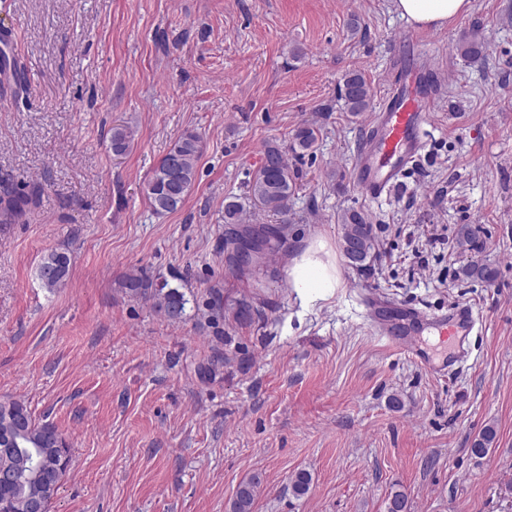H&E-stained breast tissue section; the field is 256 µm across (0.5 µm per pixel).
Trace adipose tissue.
Instances as JSON below:
<instances>
[{"label":"adipose tissue","mask_w":512,"mask_h":512,"mask_svg":"<svg viewBox=\"0 0 512 512\" xmlns=\"http://www.w3.org/2000/svg\"><path fill=\"white\" fill-rule=\"evenodd\" d=\"M395 9L410 24L429 28L442 26L466 14L471 0H394ZM288 277L293 288L307 300H324L339 285L336 260L323 239H315L292 258Z\"/></svg>","instance_id":"obj_1"}]
</instances>
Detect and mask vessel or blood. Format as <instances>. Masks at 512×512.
<instances>
[{
    "instance_id": "obj_1",
    "label": "vessel or blood",
    "mask_w": 512,
    "mask_h": 512,
    "mask_svg": "<svg viewBox=\"0 0 512 512\" xmlns=\"http://www.w3.org/2000/svg\"><path fill=\"white\" fill-rule=\"evenodd\" d=\"M427 113L423 96L410 81L399 78L388 87L380 112L374 114L369 136L355 162L356 179L366 196L378 199L391 192L425 145ZM386 335L397 337L401 347L423 366L432 361L418 332L434 336L468 335L474 325L471 306L452 307L448 314L427 316L413 307L399 308L381 321Z\"/></svg>"
}]
</instances>
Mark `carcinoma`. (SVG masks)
I'll return each instance as SVG.
<instances>
[{
    "instance_id": "carcinoma-1",
    "label": "carcinoma",
    "mask_w": 512,
    "mask_h": 512,
    "mask_svg": "<svg viewBox=\"0 0 512 512\" xmlns=\"http://www.w3.org/2000/svg\"><path fill=\"white\" fill-rule=\"evenodd\" d=\"M485 50V42L474 32L464 35L459 42L461 55L472 63L481 62ZM340 94L346 111L352 116L356 117L370 107L371 87L356 71L345 73ZM130 137L127 127L112 128V152L125 153ZM316 141L314 128L302 127L296 131L290 149L303 156L312 152ZM202 153L203 143L197 133L187 132L173 143L145 185L146 197L156 213H172L183 205L195 183ZM295 186L296 174L288 165L285 152L278 146H267L263 162L249 183L248 198L255 205L286 216ZM31 203L33 198L29 196L3 191L0 196V222L12 223L25 214ZM242 212L239 198H230L224 203V222L240 223ZM337 221L341 226L340 247L349 264L360 270L370 267L376 258L377 241L368 216L361 211L347 209L338 215ZM456 239L462 248L478 249V229L470 224L458 228ZM70 264L67 252L52 250L42 257L39 270L60 269L67 275ZM463 275L491 283L497 277V270L490 263L476 260L463 268ZM122 287L130 296L152 299L156 310L170 321H178L186 314L187 300L176 288H155L134 273L126 276ZM4 433L11 434L16 444L7 452L0 448V468L7 466L19 473V483L0 486V505L4 512H31L30 504L34 499L44 501V508H49L71 461V457L66 455L68 449L64 448L65 438L54 424L37 421L23 402L10 399L0 400V435ZM495 437V429L486 426L476 436L472 447L479 449L482 457L487 454ZM259 487L260 478L257 476L242 481L232 503V512H253Z\"/></svg>"
}]
</instances>
